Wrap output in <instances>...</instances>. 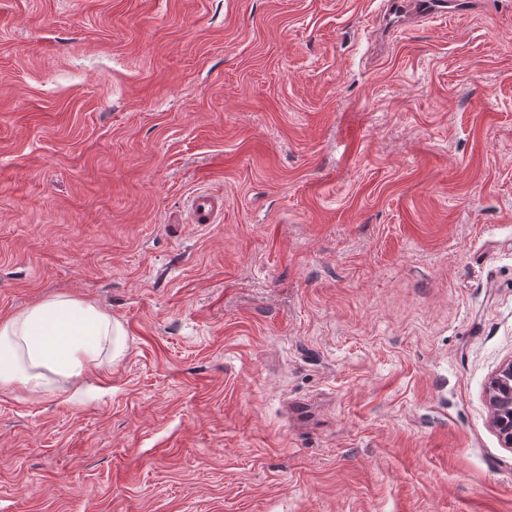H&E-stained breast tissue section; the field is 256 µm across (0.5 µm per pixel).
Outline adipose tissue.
<instances>
[{"label":"adipose tissue","instance_id":"1","mask_svg":"<svg viewBox=\"0 0 512 512\" xmlns=\"http://www.w3.org/2000/svg\"><path fill=\"white\" fill-rule=\"evenodd\" d=\"M124 330L95 306L59 297L0 322V385L36 391L56 383L76 396L102 353L120 357Z\"/></svg>","mask_w":512,"mask_h":512}]
</instances>
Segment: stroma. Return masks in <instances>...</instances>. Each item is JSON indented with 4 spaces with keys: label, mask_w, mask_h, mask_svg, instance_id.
I'll return each mask as SVG.
<instances>
[{
    "label": "stroma",
    "mask_w": 512,
    "mask_h": 512,
    "mask_svg": "<svg viewBox=\"0 0 512 512\" xmlns=\"http://www.w3.org/2000/svg\"><path fill=\"white\" fill-rule=\"evenodd\" d=\"M379 8L0 0V320L126 334L0 386V512H512V0ZM388 4L387 10L383 13V18H399L406 13L408 8L413 6L415 14H440V16L451 18L455 11V6L461 2L448 0H419L414 2L409 1H390L385 0ZM224 220V196L199 190L186 200L183 224H220ZM119 322L95 306L59 297L0 322V385L36 391L57 379L70 398L87 393L84 379L108 351L118 358L125 347ZM508 380L507 386H504ZM512 359L503 364L490 378L486 395L490 409V424L504 445L512 447Z\"/></svg>",
    "instance_id": "obj_1"
}]
</instances>
